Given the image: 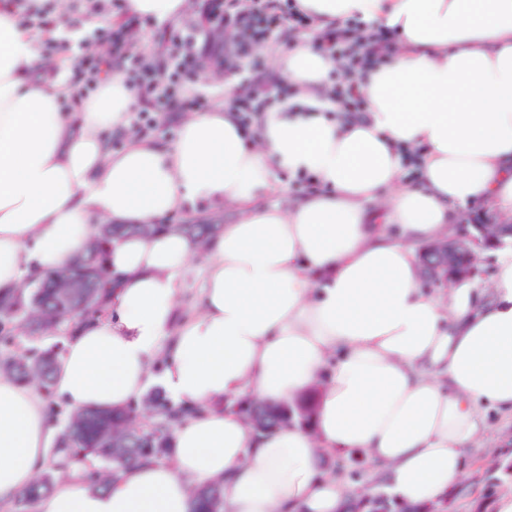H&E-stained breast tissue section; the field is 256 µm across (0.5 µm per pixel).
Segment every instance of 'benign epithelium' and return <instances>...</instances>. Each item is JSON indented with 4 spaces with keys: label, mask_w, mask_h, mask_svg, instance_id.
<instances>
[{
    "label": "benign epithelium",
    "mask_w": 512,
    "mask_h": 512,
    "mask_svg": "<svg viewBox=\"0 0 512 512\" xmlns=\"http://www.w3.org/2000/svg\"><path fill=\"white\" fill-rule=\"evenodd\" d=\"M494 230V235L485 238V228ZM473 231L439 239L421 250L420 265L429 282L436 288L448 284V278L470 279L475 270L460 271V259L476 248L501 245L503 240L512 239V216L495 210L484 211L482 221L472 225Z\"/></svg>",
    "instance_id": "obj_1"
}]
</instances>
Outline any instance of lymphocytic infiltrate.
<instances>
[{"label":"lymphocytic infiltrate","mask_w":512,"mask_h":512,"mask_svg":"<svg viewBox=\"0 0 512 512\" xmlns=\"http://www.w3.org/2000/svg\"><path fill=\"white\" fill-rule=\"evenodd\" d=\"M140 18L100 30L98 38L111 47V59L82 52L74 79L81 92L99 87L108 64H115L124 84L135 91L140 132L172 131L178 115L205 111L209 102L192 90L203 65L223 68L235 80L230 105L246 137H253L265 109L293 97L297 89L268 71L250 54L252 46L275 35L308 36L315 20L297 0H204L200 17L181 29L140 49L130 34ZM396 43L394 30L376 27L358 18L323 33L320 47L338 62L329 76L327 93L345 114L365 111L357 77L375 71Z\"/></svg>","instance_id":"lymphocytic-infiltrate-1"}]
</instances>
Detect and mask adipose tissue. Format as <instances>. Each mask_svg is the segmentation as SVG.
Masks as SVG:
<instances>
[{
    "mask_svg": "<svg viewBox=\"0 0 512 512\" xmlns=\"http://www.w3.org/2000/svg\"><path fill=\"white\" fill-rule=\"evenodd\" d=\"M324 32L348 18L396 29L360 79L348 117L326 93L335 59L314 37L270 53L297 88L245 137L228 105L185 115L163 145L130 128L134 92L105 81L81 112L11 0H0V296L79 255L96 224H153L185 207L235 208L207 246L198 311L178 315L196 245L168 230L106 251L118 287L107 316L80 323L54 369L69 410L125 408L152 387L189 408L173 460L128 466L107 490L82 465L37 512H191L217 481L224 512H344L351 487L327 456L364 458L407 508L446 499L484 411L512 414V246L487 293H434L419 251L465 208L512 210V0H299ZM125 143L113 150L110 134ZM417 153L416 182L402 156ZM313 176L274 206L279 174ZM315 394L309 427L250 430L231 402ZM44 397L0 376V512L49 457Z\"/></svg>",
    "mask_w": 512,
    "mask_h": 512,
    "instance_id": "1",
    "label": "adipose tissue"
}]
</instances>
